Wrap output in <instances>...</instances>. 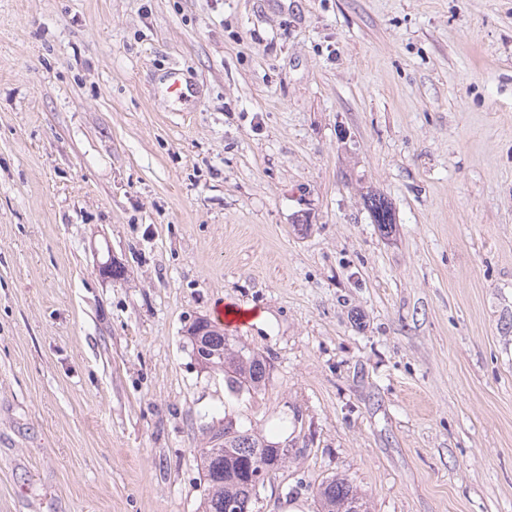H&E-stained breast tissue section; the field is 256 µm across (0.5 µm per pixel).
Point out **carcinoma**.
<instances>
[{
    "mask_svg": "<svg viewBox=\"0 0 512 512\" xmlns=\"http://www.w3.org/2000/svg\"><path fill=\"white\" fill-rule=\"evenodd\" d=\"M366 204L374 223L384 231L392 229L395 214L379 193L367 196ZM188 341L195 338L209 346L213 367L224 373V384L231 392L257 394L266 389L270 376L269 357L229 336L224 328L206 321L200 329L192 323L186 330ZM290 461L277 454L276 443L253 428L242 427L231 416L205 428L204 447L197 449L204 490L201 512H254L257 489L250 479L259 465L272 463L279 471ZM319 512H346L355 503L360 512H370L369 500L348 477L332 476L312 488Z\"/></svg>",
    "mask_w": 512,
    "mask_h": 512,
    "instance_id": "carcinoma-1",
    "label": "carcinoma"
}]
</instances>
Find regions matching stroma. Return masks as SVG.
I'll use <instances>...</instances> for the list:
<instances>
[{"instance_id": "stroma-1", "label": "stroma", "mask_w": 512, "mask_h": 512, "mask_svg": "<svg viewBox=\"0 0 512 512\" xmlns=\"http://www.w3.org/2000/svg\"><path fill=\"white\" fill-rule=\"evenodd\" d=\"M227 413L264 512H512V0H0V512H199ZM366 204L374 223L387 233L391 231L393 224L396 223L395 214L385 197L379 193L370 194L366 198ZM199 331L197 322L194 321L186 333L190 335L187 339L192 350L193 339L197 338L204 340L209 346L202 341H196L194 344V356L201 367L206 366L212 354V368L222 370L224 384L229 391L245 390L248 394H259L266 389L271 368L269 356L248 347L235 336H228L224 328L214 321L207 319L201 335L197 336ZM312 493L318 503L319 512H347L348 507L345 505L349 506L354 502L360 511L351 507V512H370L366 495L346 476L326 478L313 486Z\"/></svg>"}]
</instances>
